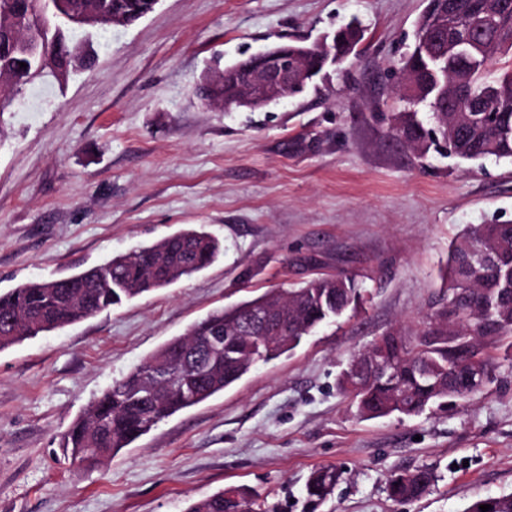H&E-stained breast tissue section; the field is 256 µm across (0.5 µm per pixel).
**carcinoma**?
Masks as SVG:
<instances>
[{
	"mask_svg": "<svg viewBox=\"0 0 512 512\" xmlns=\"http://www.w3.org/2000/svg\"><path fill=\"white\" fill-rule=\"evenodd\" d=\"M0 0V77L13 78L11 98L0 116L28 84L53 75V67L84 69L95 60L90 42L76 44L59 30L53 5ZM74 14L106 18L120 6L140 7L144 0H58ZM439 40L415 41L399 62L408 108L391 116L390 133L419 158L440 144L462 161L512 163V67L492 71L512 51V0H447ZM364 39L356 21L336 32V63H343ZM37 50L42 73L23 71L24 47ZM427 108L431 127L419 118ZM223 247L205 230L191 228L125 253L104 264L57 279L28 281L0 294V349L62 329L124 301L164 288L212 264ZM362 300L355 278L313 277L296 288H279L215 310L193 323L149 356L135 371L112 384L64 434L71 459L93 464L112 458L147 434L157 423L232 386L258 363L296 349L324 323L340 318ZM267 307L282 310L271 327L253 325ZM512 338V222L467 226L448 249L446 291L433 303L414 333L388 331L371 346L385 354L390 370H363L351 387L353 362L338 384L364 418L391 414L417 416L466 404L492 381L490 359L480 345ZM482 374L480 382L461 386L453 378L459 362ZM342 474L333 467L311 471L305 491L314 504L331 495ZM434 470L420 467L398 473L387 492L396 501L424 495L435 482ZM512 512V494L474 502L470 512ZM186 512H278L249 489L230 486L189 505Z\"/></svg>",
	"mask_w": 512,
	"mask_h": 512,
	"instance_id": "carcinoma-1",
	"label": "carcinoma"
}]
</instances>
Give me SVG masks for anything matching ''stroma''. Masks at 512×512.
Returning <instances> with one entry per match:
<instances>
[{"instance_id":"obj_1","label":"stroma","mask_w":512,"mask_h":512,"mask_svg":"<svg viewBox=\"0 0 512 512\" xmlns=\"http://www.w3.org/2000/svg\"><path fill=\"white\" fill-rule=\"evenodd\" d=\"M428 0H159L116 26L94 68L36 85L0 116V292L68 276L203 226L224 253L199 273L0 350V512H185L244 486L281 512H467L512 494V343L463 408L362 419L336 383L386 331L417 330L448 246L512 221V165L417 158L390 135L397 63ZM359 20L358 55L302 94L249 111L206 104L212 72ZM339 272L356 310L292 353L154 426L111 461L72 462L61 434L115 381L209 312ZM343 473L317 508L315 468ZM436 474L413 501L391 475Z\"/></svg>"}]
</instances>
